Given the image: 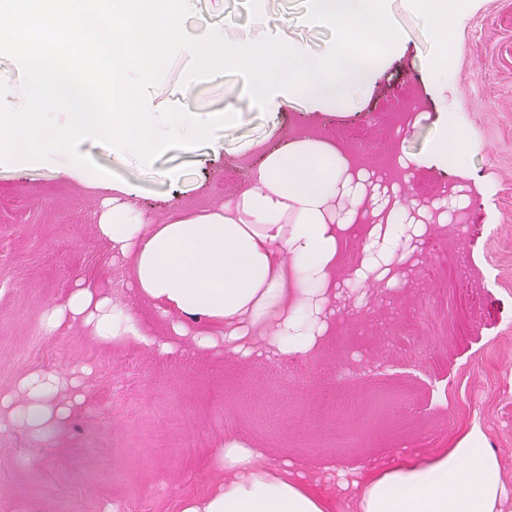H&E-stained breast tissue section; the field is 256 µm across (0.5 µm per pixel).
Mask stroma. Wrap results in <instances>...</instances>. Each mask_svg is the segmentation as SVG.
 I'll return each mask as SVG.
<instances>
[{
    "label": "stroma",
    "instance_id": "stroma-1",
    "mask_svg": "<svg viewBox=\"0 0 512 512\" xmlns=\"http://www.w3.org/2000/svg\"><path fill=\"white\" fill-rule=\"evenodd\" d=\"M387 10L402 38L359 104L318 106L298 96L284 108L278 92L266 108L241 105L234 125L208 144L168 150L149 165L93 140L79 146L164 220L220 205L225 192L245 187L263 151L288 136L344 130L367 165L394 142L422 154L442 113H463L474 134L462 155L480 186L467 222L433 225L415 280L338 317L324 351L305 362L204 353L187 336L161 354L134 341L99 344L78 324L43 332L41 312L79 278L153 322L157 335L165 327L128 293L125 269L92 222L100 196L86 185L89 172L63 175L62 154L0 163V394H16L35 370L93 371L57 439L0 431V512H181L213 488L212 454L228 433L317 476L406 450L431 455L475 427L503 465L499 512H512V0H465L444 45L429 39L419 13L399 11L395 0ZM262 11L307 55L330 49L331 31L304 18L306 0H262ZM250 19L245 0H194L184 28L201 38L216 27L232 41ZM189 64L176 56L149 93L151 111L235 104L243 79L188 84ZM411 84L423 119L398 133L380 126L381 110Z\"/></svg>",
    "mask_w": 512,
    "mask_h": 512
}]
</instances>
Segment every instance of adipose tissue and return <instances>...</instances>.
Instances as JSON below:
<instances>
[{"label": "adipose tissue", "mask_w": 512, "mask_h": 512, "mask_svg": "<svg viewBox=\"0 0 512 512\" xmlns=\"http://www.w3.org/2000/svg\"><path fill=\"white\" fill-rule=\"evenodd\" d=\"M398 5L421 10L431 38L442 45L460 19V0ZM463 126L461 113H449L422 156L399 160L404 169H454L463 193L448 199V210L469 203L464 190L471 174L461 153L448 147ZM93 186L105 197L95 218L99 235L126 260L135 294L160 319L172 321L178 334L183 322L194 323L196 350L220 341L245 358L254 339L282 364L325 348L331 303L359 307L372 288L403 285L428 227L448 221L446 214L433 217L415 194L381 190L363 169L350 167L334 141L313 135L265 153L247 187L201 213L158 222L138 206L128 184L97 180ZM350 237L358 251L347 263L342 255ZM74 322L104 344L133 339L162 353L172 349L134 310L112 305L81 282L39 319L49 333ZM67 385L42 371L24 378L13 424L56 439L67 425L69 411L57 402ZM215 459L223 483L205 498L185 501L181 512H497L505 494L500 461L476 428L437 454L403 453L357 468L343 482L351 490L345 499L334 484L308 478L300 464L265 461L259 447L234 435L225 436Z\"/></svg>", "instance_id": "1"}]
</instances>
